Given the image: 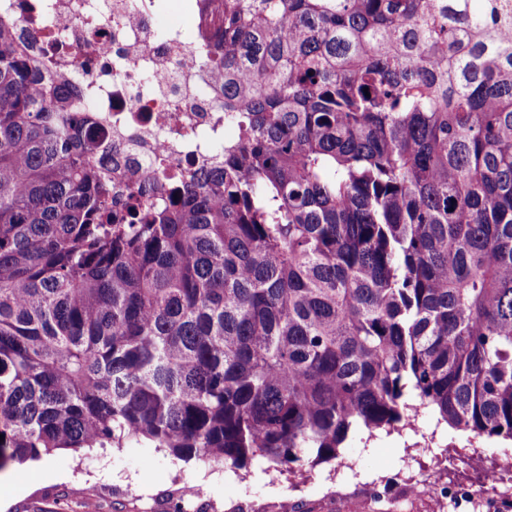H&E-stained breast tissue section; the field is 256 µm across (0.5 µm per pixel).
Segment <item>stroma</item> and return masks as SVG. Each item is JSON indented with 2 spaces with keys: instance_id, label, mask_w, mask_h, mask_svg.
<instances>
[{
  "instance_id": "obj_1",
  "label": "stroma",
  "mask_w": 512,
  "mask_h": 512,
  "mask_svg": "<svg viewBox=\"0 0 512 512\" xmlns=\"http://www.w3.org/2000/svg\"><path fill=\"white\" fill-rule=\"evenodd\" d=\"M512 458V442L473 437L421 410L416 427L380 431L373 438L351 434L338 459L278 473L261 457L242 470L183 461L147 445L63 451L47 460L0 472L7 489L5 512H473L470 501L434 498L383 500L351 497L355 485L390 487L423 476H442L453 489L481 498L480 465ZM187 486L202 487L188 497Z\"/></svg>"
}]
</instances>
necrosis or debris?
I'll return each mask as SVG.
<instances>
[{
    "label": "necrosis or debris",
    "instance_id": "4bbe7bcc",
    "mask_svg": "<svg viewBox=\"0 0 512 512\" xmlns=\"http://www.w3.org/2000/svg\"><path fill=\"white\" fill-rule=\"evenodd\" d=\"M168 0H0V20L42 69L75 79L80 106L107 132L103 148L126 169L164 163L176 171L208 165L224 138V101L210 88L203 58L223 51L222 0H184L194 38L153 27Z\"/></svg>",
    "mask_w": 512,
    "mask_h": 512
}]
</instances>
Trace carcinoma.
<instances>
[{
    "mask_svg": "<svg viewBox=\"0 0 512 512\" xmlns=\"http://www.w3.org/2000/svg\"><path fill=\"white\" fill-rule=\"evenodd\" d=\"M202 66L234 136L121 193L0 23V471L290 472L419 405L512 440V0H224Z\"/></svg>",
    "mask_w": 512,
    "mask_h": 512,
    "instance_id": "1",
    "label": "carcinoma"
}]
</instances>
